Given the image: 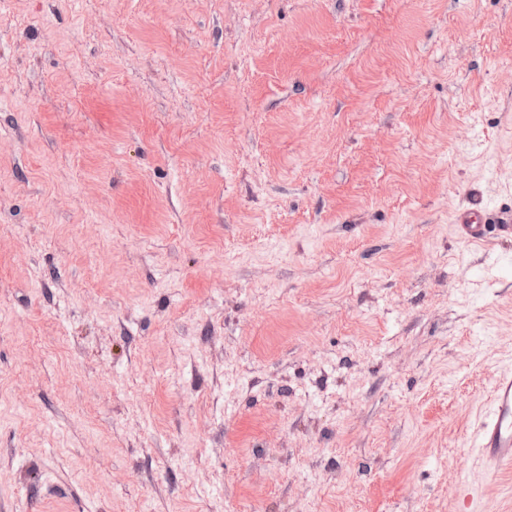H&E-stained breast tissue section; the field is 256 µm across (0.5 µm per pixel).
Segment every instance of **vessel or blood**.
<instances>
[{
	"mask_svg": "<svg viewBox=\"0 0 512 512\" xmlns=\"http://www.w3.org/2000/svg\"><path fill=\"white\" fill-rule=\"evenodd\" d=\"M460 236L469 242L493 238L512 239V208L507 217L492 222L490 213L481 206L460 210L456 216ZM473 446L484 477L496 478L512 473V370L500 372L493 380L488 408L474 430Z\"/></svg>",
	"mask_w": 512,
	"mask_h": 512,
	"instance_id": "b4317fda",
	"label": "vessel or blood"
}]
</instances>
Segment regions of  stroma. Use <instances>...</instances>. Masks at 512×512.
Returning <instances> with one entry per match:
<instances>
[{
  "label": "stroma",
  "mask_w": 512,
  "mask_h": 512,
  "mask_svg": "<svg viewBox=\"0 0 512 512\" xmlns=\"http://www.w3.org/2000/svg\"><path fill=\"white\" fill-rule=\"evenodd\" d=\"M473 201L512 0H0V512H456Z\"/></svg>",
  "instance_id": "stroma-1"
}]
</instances>
